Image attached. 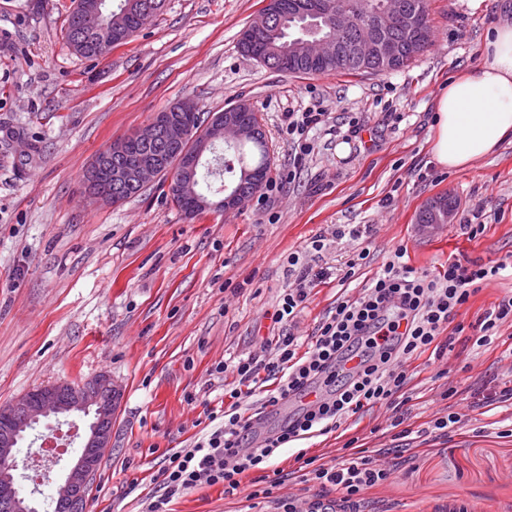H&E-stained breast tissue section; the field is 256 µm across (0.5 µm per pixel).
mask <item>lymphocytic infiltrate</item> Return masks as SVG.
I'll list each match as a JSON object with an SVG mask.
<instances>
[{
  "instance_id": "1",
  "label": "lymphocytic infiltrate",
  "mask_w": 512,
  "mask_h": 512,
  "mask_svg": "<svg viewBox=\"0 0 512 512\" xmlns=\"http://www.w3.org/2000/svg\"><path fill=\"white\" fill-rule=\"evenodd\" d=\"M405 255V249H396L358 296L338 301L307 350H300L295 336H276L267 339L261 353L240 359L230 369L235 380L225 391L222 421L192 447L168 456L157 474L165 494L152 500L147 512H168L170 497L202 484H220L225 494H234L243 478L256 470L262 472L264 485L253 489L251 498H271L283 481L281 471L269 469L279 448L326 434L365 407L384 405L398 413L407 385L405 362L427 352L440 358L453 349L457 338L446 332L449 320L468 302L474 284L490 281L499 272L495 266L451 263L432 277L415 272ZM326 276V271L302 268L273 313V323L292 318ZM353 356L361 359L358 370L340 373L338 364ZM263 374L275 378L277 386L259 406L249 407ZM316 387L322 388V396L299 407L289 422L265 434L257 431L267 408ZM302 464L303 481L336 488L340 496L329 503L292 498L288 512H359L361 493L391 475L363 456L342 455L332 465L310 457Z\"/></svg>"
}]
</instances>
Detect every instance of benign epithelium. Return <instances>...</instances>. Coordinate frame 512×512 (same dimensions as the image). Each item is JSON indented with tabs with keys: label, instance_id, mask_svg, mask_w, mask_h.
Listing matches in <instances>:
<instances>
[{
	"label": "benign epithelium",
	"instance_id": "benign-epithelium-1",
	"mask_svg": "<svg viewBox=\"0 0 512 512\" xmlns=\"http://www.w3.org/2000/svg\"><path fill=\"white\" fill-rule=\"evenodd\" d=\"M357 9L336 8L326 14H306L303 11L290 13L292 17L310 16V39L307 41L308 58L328 60L336 56V47L346 37L356 22ZM401 20L409 28L416 20L404 0H385L375 14V31L379 34L392 20ZM84 28L98 31L106 26L99 8L82 11ZM376 50L387 63L398 55L399 47L385 41L375 46L367 44L363 50ZM237 105L216 113L203 132L192 135L190 129L169 112L158 114V118L135 130L138 142L150 145L161 144L166 151L179 154L177 178L168 180V191L177 195H193L201 209H222L232 212L240 209L252 198L248 192L237 189L227 193L215 204H209L205 196L198 193L201 160L213 153L219 144H230L255 140L262 128L234 116ZM162 174V159L145 156L130 167L112 168V186L132 184L140 189L151 185ZM120 389L108 375L98 376L74 392L63 385H46L23 394L12 403L0 408V502L8 504L10 512H36L31 500L23 496L15 483V448L24 433L32 430L42 420L50 417H92L88 436L77 460L69 467L64 479L56 488V508L66 512H88L89 487L96 476L104 452L112 444V416L120 400Z\"/></svg>",
	"mask_w": 512,
	"mask_h": 512
}]
</instances>
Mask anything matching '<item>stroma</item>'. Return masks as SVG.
<instances>
[{"mask_svg": "<svg viewBox=\"0 0 512 512\" xmlns=\"http://www.w3.org/2000/svg\"><path fill=\"white\" fill-rule=\"evenodd\" d=\"M267 0H166L125 44L93 62L75 55L64 24L72 0H0V407L50 383L108 374L122 391L90 496V512H145L167 456L200 436L207 411L222 414L232 373L221 361L259 352L271 334L309 343L336 305L368 285L398 247L408 264L436 274L456 262H509L455 316L466 335L484 311L512 295V142L469 167L431 160L434 106L450 79L473 70L512 0H428L433 45L403 70L382 75L292 74L245 56L238 42ZM184 100L201 116L237 101L262 120L274 187L243 208L186 217L161 182L118 205L95 202L82 175L113 142ZM324 112L326 124L289 134L287 113ZM310 153H301L300 141ZM455 202L448 223L424 232L431 198ZM340 224L368 225L352 240ZM481 225L470 235L468 228ZM323 237L321 251L309 250ZM365 253L345 279L346 264ZM326 269L291 323L272 325L297 277L289 254ZM402 426L367 407L328 434L303 441L331 461L339 448L372 455L407 448L388 482L368 488L365 512H512V405H473L480 385L512 387V327L477 347L456 343L442 359L406 363ZM455 411L442 434L435 418ZM71 446L39 484L29 463L47 434ZM82 425L31 431L15 477L53 512L55 487L82 450ZM245 493L223 485L176 495L172 512H252Z\"/></svg>", "mask_w": 512, "mask_h": 512, "instance_id": "stroma-1", "label": "stroma"}]
</instances>
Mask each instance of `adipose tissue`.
<instances>
[{
	"label": "adipose tissue",
	"instance_id": "adipose-tissue-1",
	"mask_svg": "<svg viewBox=\"0 0 512 512\" xmlns=\"http://www.w3.org/2000/svg\"><path fill=\"white\" fill-rule=\"evenodd\" d=\"M477 72L453 78L435 106L432 159L459 169L512 138V22L498 24Z\"/></svg>",
	"mask_w": 512,
	"mask_h": 512
}]
</instances>
